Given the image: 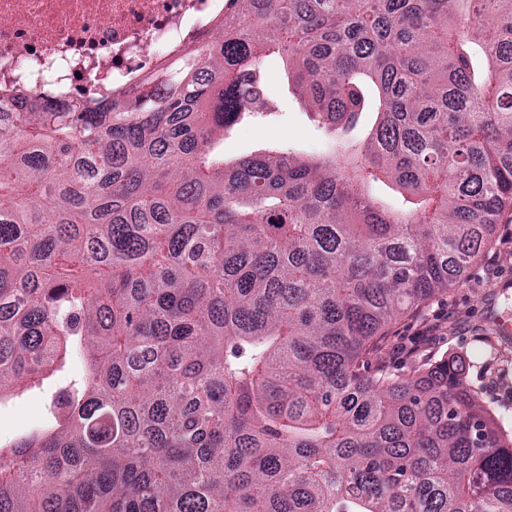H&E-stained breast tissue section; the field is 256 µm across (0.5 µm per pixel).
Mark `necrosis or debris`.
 Masks as SVG:
<instances>
[{"label":"necrosis or debris","instance_id":"1","mask_svg":"<svg viewBox=\"0 0 512 512\" xmlns=\"http://www.w3.org/2000/svg\"><path fill=\"white\" fill-rule=\"evenodd\" d=\"M224 19V0H0V89L98 99L144 86Z\"/></svg>","mask_w":512,"mask_h":512}]
</instances>
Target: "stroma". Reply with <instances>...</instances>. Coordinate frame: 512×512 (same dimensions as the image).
<instances>
[{
  "mask_svg": "<svg viewBox=\"0 0 512 512\" xmlns=\"http://www.w3.org/2000/svg\"><path fill=\"white\" fill-rule=\"evenodd\" d=\"M262 81L276 110L272 116L239 125L224 142L225 157L249 155L271 141L308 155L321 154L325 149L323 134L300 99L289 92L280 61L269 60ZM507 239L512 240V205L505 208L488 253L481 255L447 293L398 320L381 341L374 362L410 374L446 356L462 357L467 384L512 433V335L496 334L489 323L500 312L512 313V261H489ZM427 322L439 323L437 335H422ZM53 390L49 384L1 404L0 437L22 432L41 421Z\"/></svg>",
  "mask_w": 512,
  "mask_h": 512,
  "instance_id": "35a3bbf8",
  "label": "stroma"
}]
</instances>
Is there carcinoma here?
Returning a JSON list of instances; mask_svg holds the SVG:
<instances>
[{
	"label": "carcinoma",
	"instance_id": "cac0c4a2",
	"mask_svg": "<svg viewBox=\"0 0 512 512\" xmlns=\"http://www.w3.org/2000/svg\"><path fill=\"white\" fill-rule=\"evenodd\" d=\"M226 2L147 91L0 112V400L83 363L0 512H512L463 358L364 366L512 201V0ZM272 57L331 148L228 160Z\"/></svg>",
	"mask_w": 512,
	"mask_h": 512
}]
</instances>
